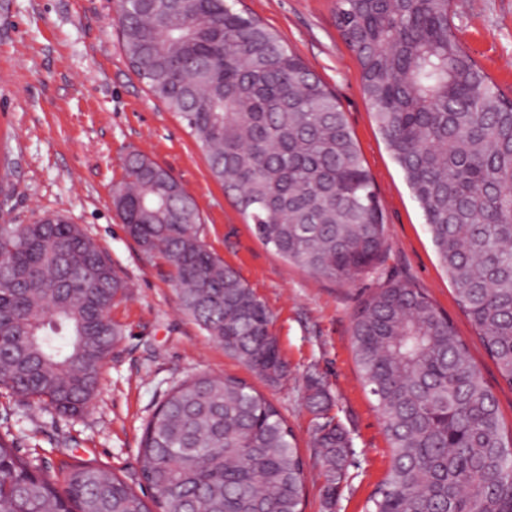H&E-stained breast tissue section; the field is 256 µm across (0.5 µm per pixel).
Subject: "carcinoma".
Here are the masks:
<instances>
[{"label":"carcinoma","instance_id":"obj_1","mask_svg":"<svg viewBox=\"0 0 512 512\" xmlns=\"http://www.w3.org/2000/svg\"><path fill=\"white\" fill-rule=\"evenodd\" d=\"M454 0H336L374 121L459 306L512 386V98L462 46ZM240 0H116L123 50L176 114L261 243L330 280L385 249L384 212L335 94ZM113 191L127 235L165 260L180 308L269 384L288 372L266 304L201 238L197 204L141 153ZM128 284L68 218L0 224V389L82 415L117 345ZM355 362L391 449L366 512H512V436L454 324L395 282L357 310ZM313 447L336 500L347 431L318 383ZM145 499L113 473L71 465L63 486L0 436V512H302L304 463L278 408L247 382L173 388L138 451Z\"/></svg>","mask_w":512,"mask_h":512}]
</instances>
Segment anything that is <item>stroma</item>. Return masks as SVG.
<instances>
[{
	"label": "stroma",
	"instance_id": "stroma-1",
	"mask_svg": "<svg viewBox=\"0 0 512 512\" xmlns=\"http://www.w3.org/2000/svg\"><path fill=\"white\" fill-rule=\"evenodd\" d=\"M456 33L500 91L512 97V0H455ZM327 87L346 116L381 201L386 255L352 282L288 264L266 248L234 200L211 177L185 125L152 98L121 44L114 0H0V224L62 213L109 256L129 285L113 305L122 330L101 369L88 410L68 419L0 390V434L20 455L58 477L84 461L111 470L137 493L144 427L171 388L197 375H232L273 402L305 463L303 512H364L391 460L373 398L352 351V318L378 288L403 281L422 289L452 320L512 428V387L482 346L442 268L422 211L394 163L364 97L358 61L335 22L336 0H241ZM139 151L170 170L194 198L200 235L273 315L288 375L272 386L226 353L182 313L167 268L125 233L112 195L122 163ZM328 393L331 414L351 440L347 479L335 503L312 441L321 421L308 385Z\"/></svg>",
	"mask_w": 512,
	"mask_h": 512
}]
</instances>
